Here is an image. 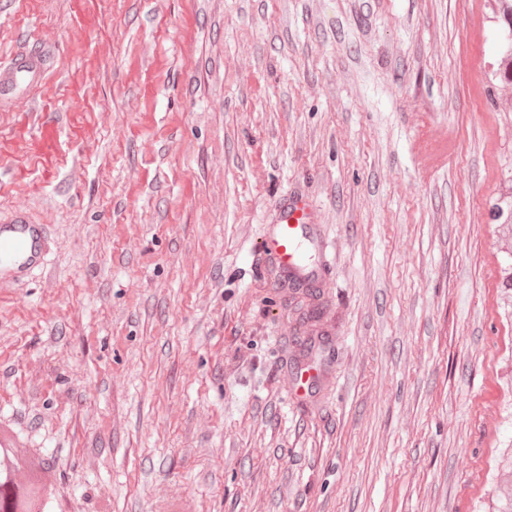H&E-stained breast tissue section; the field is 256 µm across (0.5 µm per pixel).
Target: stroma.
Wrapping results in <instances>:
<instances>
[{
  "instance_id": "stroma-1",
  "label": "stroma",
  "mask_w": 512,
  "mask_h": 512,
  "mask_svg": "<svg viewBox=\"0 0 512 512\" xmlns=\"http://www.w3.org/2000/svg\"><path fill=\"white\" fill-rule=\"evenodd\" d=\"M483 0H0V422L49 512H483L512 328ZM309 205L317 289L259 250ZM50 54L44 46L13 51L0 62V101L26 96L41 84L49 69ZM47 252L45 227L35 224L24 206L0 213V283L22 284L44 267Z\"/></svg>"
}]
</instances>
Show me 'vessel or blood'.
<instances>
[{
  "instance_id": "1",
  "label": "vessel or blood",
  "mask_w": 512,
  "mask_h": 512,
  "mask_svg": "<svg viewBox=\"0 0 512 512\" xmlns=\"http://www.w3.org/2000/svg\"><path fill=\"white\" fill-rule=\"evenodd\" d=\"M49 61L50 55L42 46L13 51L0 62V101L24 97L41 84ZM310 222V212L301 200L281 202L276 208L274 228L263 241L264 251L275 257L282 268H297L304 261ZM47 252L46 230L31 220L25 207L0 213V283H23L44 267Z\"/></svg>"
}]
</instances>
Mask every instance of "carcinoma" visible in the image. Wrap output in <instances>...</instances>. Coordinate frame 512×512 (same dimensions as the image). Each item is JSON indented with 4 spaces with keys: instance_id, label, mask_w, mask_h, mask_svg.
I'll return each mask as SVG.
<instances>
[{
    "instance_id": "cac0c4a2",
    "label": "carcinoma",
    "mask_w": 512,
    "mask_h": 512,
    "mask_svg": "<svg viewBox=\"0 0 512 512\" xmlns=\"http://www.w3.org/2000/svg\"><path fill=\"white\" fill-rule=\"evenodd\" d=\"M492 23L499 29L498 58L488 73L489 81L512 84V0H489ZM500 224H512V175L492 204ZM498 287L512 293V251L498 261ZM497 470L512 474V439L503 445ZM52 496L43 463L28 452L0 448V512H46ZM488 512H512V488L493 484L487 490Z\"/></svg>"
}]
</instances>
